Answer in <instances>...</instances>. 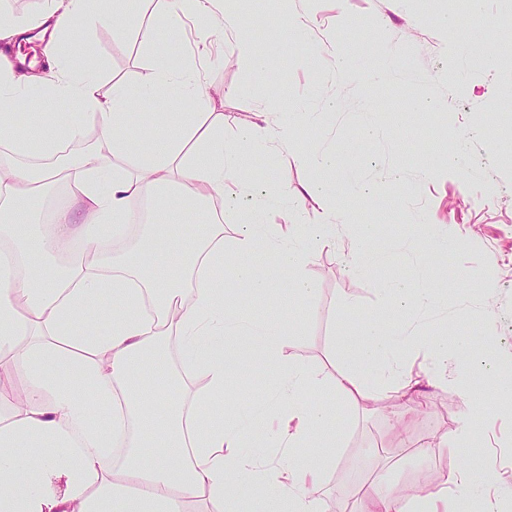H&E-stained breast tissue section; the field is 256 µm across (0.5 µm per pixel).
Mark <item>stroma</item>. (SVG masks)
Returning a JSON list of instances; mask_svg holds the SVG:
<instances>
[{"label":"stroma","mask_w":512,"mask_h":512,"mask_svg":"<svg viewBox=\"0 0 512 512\" xmlns=\"http://www.w3.org/2000/svg\"><path fill=\"white\" fill-rule=\"evenodd\" d=\"M251 20L257 47L275 55L273 70H256L225 53L223 63L208 62L204 76L209 106L224 115V138L233 140L240 118L275 95L285 105L318 113L317 123L298 128L294 151L259 150L251 155L256 186L299 190L323 184L339 203L349 204L358 224H375L376 249L391 250L389 266L351 275L342 259L352 246L336 230L335 246H315L306 276L315 288L311 300L283 307L274 296L254 297L237 284L232 269L222 279L224 303L251 319L277 321L294 334L293 360L333 374L348 364L345 345L370 323L385 320L389 331L404 323L394 296L380 289L390 272L405 280L452 254L448 266L447 309L423 324L426 337L449 343L466 336L478 352L470 363L480 375L486 407L445 387L428 390L417 408L394 389L365 404H333L334 427L343 447L319 490L327 512H348L368 484L402 498L443 485L462 458L489 469L495 483L486 500L463 501L459 512H485L512 503V417L501 411L512 399V380L481 376L486 354L512 363V18L506 0H478V19L466 34L443 35L437 18L455 19L451 0H320L318 22L304 41L285 38L278 0H267L266 16H256L252 0H236ZM86 37L96 46L93 72L101 94L115 82L133 84L154 65L152 47L134 37L114 38L104 25ZM492 42L479 65L469 63L473 47ZM348 57L338 69L337 55ZM385 70V82L366 75ZM432 101L430 111L415 108ZM375 121L382 136L365 142L360 132ZM317 148L336 158L322 170L304 165L299 155ZM396 171L398 183L388 182ZM369 186L370 195L347 199L351 183ZM232 398L224 407L235 421L266 399L278 376L274 367L228 355ZM470 416V441L463 455L450 453L449 436ZM404 418L405 433L392 428ZM425 457H414L415 449Z\"/></svg>","instance_id":"stroma-1"}]
</instances>
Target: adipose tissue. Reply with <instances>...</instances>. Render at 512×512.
Listing matches in <instances>:
<instances>
[{
	"mask_svg": "<svg viewBox=\"0 0 512 512\" xmlns=\"http://www.w3.org/2000/svg\"><path fill=\"white\" fill-rule=\"evenodd\" d=\"M48 2L49 9L25 22L0 15V42L39 28L58 55L46 75L0 63V381L15 367L26 382L21 393L0 384V512H187L194 500L205 503V512H242L254 486L269 490L265 512H324L314 491L335 465L341 441L327 431L329 408L302 398L321 385V373L292 361L291 332L281 323L252 322L225 309L218 286L227 257L224 211L237 207L244 219L235 251L273 252L296 274L292 297L313 295L305 276L309 244L334 225L335 202L325 199L314 224L266 223L264 213L275 199L254 190L246 162L259 146L293 148L298 109L266 100L239 121L234 144H227L223 113L204 109L209 95L201 70L191 61L171 66L165 53L135 87L117 83L111 97H103L81 30L103 24L118 38L132 30L152 45L154 21L132 20L138 0ZM160 3L172 32L193 23L199 53L230 36L240 61L270 68V57L256 49L231 0ZM163 91L188 105L177 120L139 109ZM19 102L36 107L34 121L18 122L11 108ZM89 116L91 137L85 134ZM133 135L155 145V152L135 151ZM75 141L79 149L70 150ZM62 176L72 180L71 203L52 224H39L29 205ZM136 199L151 204L136 256L55 267V258L76 244L106 252L105 227L130 223ZM192 214L205 222L187 247L171 225ZM388 286L404 312L431 311L442 297L431 275L393 279ZM105 299L112 302V318L100 326L91 312ZM404 343L423 349L424 374H414L376 321L349 338L351 367L337 374L334 394L355 404L390 385L415 391L424 380L476 399L471 378L450 369L467 340L452 347L434 337L419 345L408 335ZM231 348L279 369L274 399L254 410L276 420L264 445L278 449L277 457L246 451L242 428L224 424L217 401ZM147 367L162 378L157 391L140 377ZM187 372L201 374L204 387L184 400L177 393ZM313 438L325 441L331 455L310 458L305 449ZM494 481L491 471L463 466L449 473L445 487L422 498L372 490L358 512H457L458 502L485 496Z\"/></svg>",
	"mask_w": 512,
	"mask_h": 512,
	"instance_id": "ef3b65f1",
	"label": "adipose tissue"
}]
</instances>
